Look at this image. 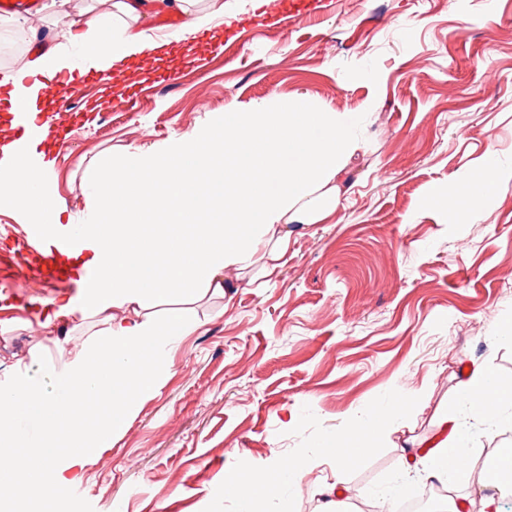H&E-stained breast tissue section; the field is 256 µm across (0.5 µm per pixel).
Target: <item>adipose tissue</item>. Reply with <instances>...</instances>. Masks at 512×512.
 Segmentation results:
<instances>
[{
  "label": "adipose tissue",
  "mask_w": 512,
  "mask_h": 512,
  "mask_svg": "<svg viewBox=\"0 0 512 512\" xmlns=\"http://www.w3.org/2000/svg\"><path fill=\"white\" fill-rule=\"evenodd\" d=\"M181 17L191 34L224 16V0H112L109 10L90 13L64 42L34 53L0 74L16 106L38 124L39 100L64 71L111 73L126 60L152 57L161 48L147 27L154 15ZM356 116L317 112L296 97L270 108L256 105L225 113L222 121L174 142L162 153L140 148L109 158L93 176L87 205L93 219L81 226L85 252L75 264L98 272L80 305L67 296L45 301V322L80 315L99 323L93 342L53 367L55 392L20 383L0 389V506L23 504L45 512V489L65 494L85 464L112 436L125 431L145 400L171 371L173 353L194 330L186 306L225 288L227 268L247 266L266 238H274L272 269L288 261L289 227H308L333 214L339 202L336 178L354 153L350 131ZM498 172L486 161L460 198L441 199L449 223L460 222L495 188ZM16 195L32 223L53 229L61 211L45 184L11 143L0 145V193ZM166 305L161 321L153 310ZM512 410V383L477 366L461 382L458 396L441 415L453 425L449 443L417 461V468L442 485L468 474L471 460L460 451L467 433L462 413L503 419ZM402 405L380 408L348 431L322 439L318 455L334 459L344 477L370 443L400 424ZM42 427L31 440L18 417ZM315 455V456H318ZM315 456L289 459L270 470L237 468L224 474V494L240 512H257L261 500L292 482Z\"/></svg>",
  "instance_id": "obj_1"
}]
</instances>
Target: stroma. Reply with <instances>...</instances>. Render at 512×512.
I'll return each mask as SVG.
<instances>
[{
    "label": "stroma",
    "instance_id": "obj_1",
    "mask_svg": "<svg viewBox=\"0 0 512 512\" xmlns=\"http://www.w3.org/2000/svg\"><path fill=\"white\" fill-rule=\"evenodd\" d=\"M266 0H224V22L189 35L170 60L112 85L90 80L85 108L55 120L42 148L67 231L89 219L85 178L108 155L161 149L235 107L304 97L358 115V149L323 223L295 229L288 263L265 252L229 268L230 297L188 308L196 329L127 430L86 464L62 512H237L227 470L316 453L375 408L412 402L344 480L330 459L302 471L261 512H376L400 476L401 448L429 449L462 372L512 380V0H323L317 13L266 20ZM177 70V84L164 71ZM135 91L134 104L124 101ZM498 160L495 191L463 222L431 203ZM27 221L0 203V386L29 375L52 390L47 352L86 347L92 321L46 329L57 288L27 275Z\"/></svg>",
    "mask_w": 512,
    "mask_h": 512
}]
</instances>
